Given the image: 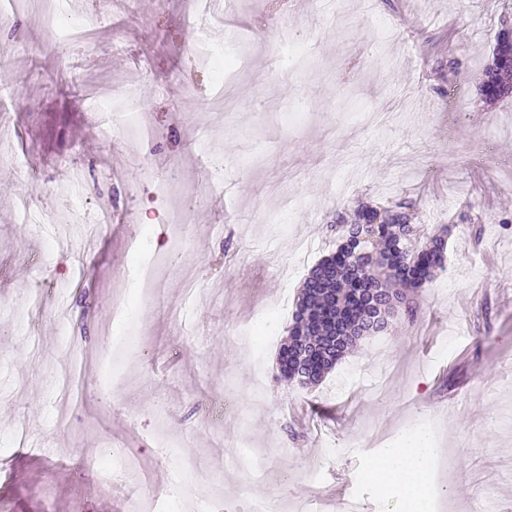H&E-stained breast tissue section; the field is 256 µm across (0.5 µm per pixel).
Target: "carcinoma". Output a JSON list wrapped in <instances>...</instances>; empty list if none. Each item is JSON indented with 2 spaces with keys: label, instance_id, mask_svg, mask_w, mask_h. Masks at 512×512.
<instances>
[{
  "label": "carcinoma",
  "instance_id": "1",
  "mask_svg": "<svg viewBox=\"0 0 512 512\" xmlns=\"http://www.w3.org/2000/svg\"><path fill=\"white\" fill-rule=\"evenodd\" d=\"M479 90L490 103L512 96V39L496 41ZM414 207L361 204L349 215L336 213V251L305 278L280 348L288 353L280 374L289 382L307 371L319 384L359 340L383 332L401 313L416 317L413 296L444 269L450 227L425 231L413 223Z\"/></svg>",
  "mask_w": 512,
  "mask_h": 512
}]
</instances>
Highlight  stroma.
Instances as JSON below:
<instances>
[{
    "instance_id": "obj_1",
    "label": "stroma",
    "mask_w": 512,
    "mask_h": 512,
    "mask_svg": "<svg viewBox=\"0 0 512 512\" xmlns=\"http://www.w3.org/2000/svg\"><path fill=\"white\" fill-rule=\"evenodd\" d=\"M242 68L224 84L189 53L187 0H70L75 42L44 30L40 0H0V85L16 103L0 164V504L7 512H123L140 487L152 512H387L364 473L386 441L426 420L452 469L446 512L512 507V97L478 91L512 0H230ZM303 45L294 70L282 31ZM135 83L148 135H101L87 90ZM313 109L288 122L290 102ZM83 175L82 197L66 188ZM417 203V223L459 224L446 269L418 291L416 321L361 340L319 386L284 380L277 355L313 264L336 247L334 212ZM114 221L90 232L101 210ZM188 239L171 253L172 215ZM150 235L166 291L145 315L124 288L133 240ZM41 281L40 309L27 290ZM134 348L116 346L117 305ZM264 316L272 343L226 349ZM81 358L78 398L49 377ZM111 399H103L104 390ZM255 452L243 479L236 440ZM141 468L104 476L102 447ZM197 459L208 495L170 487Z\"/></svg>"
}]
</instances>
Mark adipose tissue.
<instances>
[{"instance_id":"1","label":"adipose tissue","mask_w":512,"mask_h":512,"mask_svg":"<svg viewBox=\"0 0 512 512\" xmlns=\"http://www.w3.org/2000/svg\"><path fill=\"white\" fill-rule=\"evenodd\" d=\"M439 454L432 429L412 424L401 439L373 457L366 478L397 505L398 512H434L430 468Z\"/></svg>"}]
</instances>
